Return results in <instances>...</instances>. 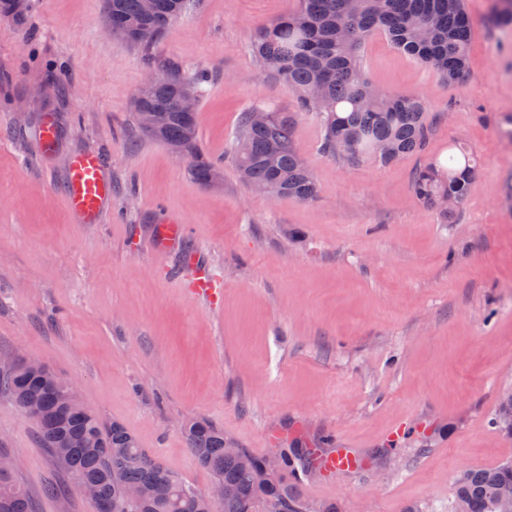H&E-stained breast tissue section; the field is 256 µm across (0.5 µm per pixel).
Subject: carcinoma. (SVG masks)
Returning a JSON list of instances; mask_svg holds the SVG:
<instances>
[{
  "label": "carcinoma",
  "instance_id": "obj_1",
  "mask_svg": "<svg viewBox=\"0 0 512 512\" xmlns=\"http://www.w3.org/2000/svg\"><path fill=\"white\" fill-rule=\"evenodd\" d=\"M153 16L141 13L140 0H105L106 24L112 33L135 45L150 46L191 7V0H161ZM384 34L398 51L432 68L445 82L462 79L468 70L472 28L462 0H300L297 11L262 24L255 31V57L299 94L302 109L317 112L324 134L322 150L351 165L367 159L388 164L405 154L425 150L430 128L426 102L419 94L372 93L360 51L373 33ZM161 82L134 97L138 128L192 159L193 174L204 184L218 173L217 165L197 146L196 116L183 112L179 88L190 80L201 92L200 80L171 64ZM160 112L154 129L146 116ZM262 125L242 113L233 159L241 178L253 186L301 202L317 197V186L292 139V119L267 110ZM461 159L445 168L431 162L416 171L414 196L434 206H454L465 200L477 174L476 159L464 149ZM0 398L24 414L40 413L39 438L75 484H94L97 512H214L215 502L165 467L122 423L107 424L80 401L67 396L59 377L44 367L31 375L0 373ZM512 415V392L501 394L492 424L511 436L502 416ZM182 430L198 464L224 484L223 512H300L304 501L288 491L285 478L262 483L260 457L245 463L224 454L227 437L212 424L188 420ZM121 474L128 485L141 489L136 505L125 502L112 483ZM512 498V460L488 469H465L454 477L452 512H499L498 504ZM0 512H32L29 497L13 478L0 471Z\"/></svg>",
  "mask_w": 512,
  "mask_h": 512
}]
</instances>
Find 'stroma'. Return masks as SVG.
Segmentation results:
<instances>
[{
  "mask_svg": "<svg viewBox=\"0 0 512 512\" xmlns=\"http://www.w3.org/2000/svg\"><path fill=\"white\" fill-rule=\"evenodd\" d=\"M500 0H464L469 68L443 83L367 37L363 69L391 94H421L424 152L382 166L323 153L318 114L261 69L257 25L299 0H194L142 49L104 32V0H9L0 8V356L38 359L73 383L84 406L119 421L187 483L212 478L181 426L203 419L257 457L299 454L286 480L336 512H451L454 477L512 459L491 417L512 390V23ZM174 62L199 74L201 153L140 132L133 98L149 71ZM257 106L293 121L318 195L299 202L241 181L231 159L240 116ZM53 121L57 145L39 131ZM479 174L452 223L418 202L412 179L455 145ZM95 153L112 194L104 223L67 206L69 159ZM176 220L183 250H158ZM222 292L193 295L197 277ZM355 449L364 465L320 475L315 457ZM0 452L33 512H95L39 442L35 422L0 399Z\"/></svg>",
  "mask_w": 512,
  "mask_h": 512,
  "instance_id": "stroma-1",
  "label": "stroma"
}]
</instances>
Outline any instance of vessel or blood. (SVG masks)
I'll return each mask as SVG.
<instances>
[{"label":"vessel or blood","mask_w":512,"mask_h":512,"mask_svg":"<svg viewBox=\"0 0 512 512\" xmlns=\"http://www.w3.org/2000/svg\"><path fill=\"white\" fill-rule=\"evenodd\" d=\"M67 185L70 210L82 223H98L110 191L102 158L93 153L74 156L68 166ZM316 462L320 471L326 474L351 471L362 465L361 458L349 448H336L318 455Z\"/></svg>","instance_id":"b4317fda"}]
</instances>
